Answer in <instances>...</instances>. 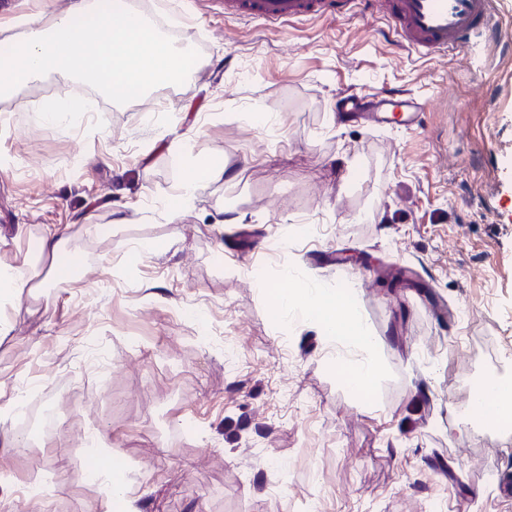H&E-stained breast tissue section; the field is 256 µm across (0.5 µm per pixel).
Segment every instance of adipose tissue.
<instances>
[{"label":"adipose tissue","instance_id":"obj_1","mask_svg":"<svg viewBox=\"0 0 512 512\" xmlns=\"http://www.w3.org/2000/svg\"><path fill=\"white\" fill-rule=\"evenodd\" d=\"M97 40L86 42L88 32ZM198 58L188 46L162 34L125 0H70L66 11L44 19L29 13L0 24V98H12L24 85L49 74H75L96 85L115 102L144 97L159 85L188 84ZM164 148L189 166L177 187L179 205H188L204 179L233 181L223 160L195 152L191 135L164 141ZM279 312L296 306L316 323L326 341L353 335V311L340 297L310 291L277 293Z\"/></svg>","mask_w":512,"mask_h":512}]
</instances>
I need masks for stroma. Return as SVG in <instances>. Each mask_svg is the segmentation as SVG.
I'll return each mask as SVG.
<instances>
[{
    "mask_svg": "<svg viewBox=\"0 0 512 512\" xmlns=\"http://www.w3.org/2000/svg\"><path fill=\"white\" fill-rule=\"evenodd\" d=\"M128 2L193 47L189 88L116 104L52 74L0 102V258L45 280L32 244L72 233L67 283L0 302V435L27 439L0 455V512H27L31 481L61 512H102L90 467L123 476L142 512H512V445L458 408L484 340L512 376V0H496L499 41L430 60L379 14L267 26L218 0ZM384 87L424 103L416 126L337 112L343 92ZM49 88L90 111L43 122ZM195 115L197 152L238 177L200 182L174 216L184 167L158 137ZM85 224L112 232L91 242ZM313 277L361 281L369 390L345 381L367 354L277 313L275 293ZM33 378L61 447L7 409Z\"/></svg>",
    "mask_w": 512,
    "mask_h": 512,
    "instance_id": "stroma-1",
    "label": "stroma"
}]
</instances>
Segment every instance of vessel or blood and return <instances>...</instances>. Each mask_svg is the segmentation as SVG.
Returning <instances> with one entry per match:
<instances>
[{
    "instance_id": "vessel-or-blood-1",
    "label": "vessel or blood",
    "mask_w": 512,
    "mask_h": 512,
    "mask_svg": "<svg viewBox=\"0 0 512 512\" xmlns=\"http://www.w3.org/2000/svg\"><path fill=\"white\" fill-rule=\"evenodd\" d=\"M490 0H224V14L264 23L319 17H347L365 9L386 16L393 33L412 53L429 58L464 48L480 32H489ZM373 108L363 96L344 98L346 111L367 113L376 123L416 124L420 106L395 100L391 91L373 94Z\"/></svg>"
}]
</instances>
